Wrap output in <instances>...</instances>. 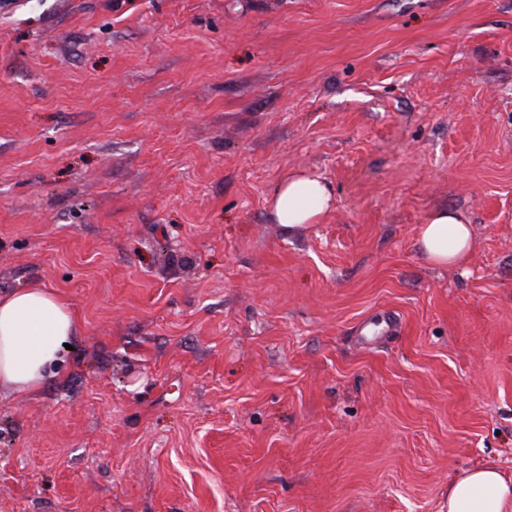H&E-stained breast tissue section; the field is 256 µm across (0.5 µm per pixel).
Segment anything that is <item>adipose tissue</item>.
<instances>
[{
    "mask_svg": "<svg viewBox=\"0 0 512 512\" xmlns=\"http://www.w3.org/2000/svg\"><path fill=\"white\" fill-rule=\"evenodd\" d=\"M332 200L324 181L300 172L279 182L271 207L278 223L294 229L318 223ZM416 247L430 266H465L471 226L459 210L435 208L417 228ZM79 328V315L53 289L33 286L0 296V386L19 394L40 391L64 364L65 345ZM448 512H512V478L493 463L463 470L448 483Z\"/></svg>",
    "mask_w": 512,
    "mask_h": 512,
    "instance_id": "adipose-tissue-1",
    "label": "adipose tissue"
}]
</instances>
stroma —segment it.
<instances>
[{
    "label": "stroma",
    "mask_w": 512,
    "mask_h": 512,
    "mask_svg": "<svg viewBox=\"0 0 512 512\" xmlns=\"http://www.w3.org/2000/svg\"><path fill=\"white\" fill-rule=\"evenodd\" d=\"M294 171L334 193L278 224ZM461 268L415 244L436 207ZM0 512H448L512 474V0H0ZM416 247L432 267H464L473 248L471 226L459 210L435 208L418 224ZM79 328V315L51 288L0 296V386L18 394L40 391L65 363L64 343ZM512 477L494 463L469 468L448 482V512H511Z\"/></svg>",
    "instance_id": "stroma-1"
}]
</instances>
